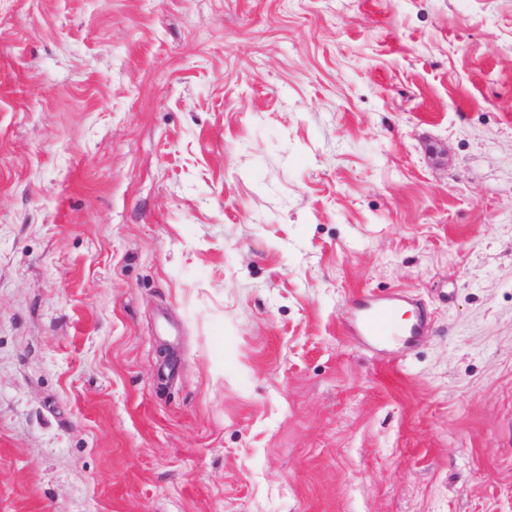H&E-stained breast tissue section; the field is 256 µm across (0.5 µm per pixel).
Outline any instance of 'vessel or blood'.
<instances>
[{"mask_svg": "<svg viewBox=\"0 0 512 512\" xmlns=\"http://www.w3.org/2000/svg\"><path fill=\"white\" fill-rule=\"evenodd\" d=\"M404 306L401 295L397 293L380 300L370 309L364 308L358 302L351 303L345 332L372 349L391 346L392 339L396 336L414 340L422 334L426 321L421 317L409 323L397 321L395 315Z\"/></svg>", "mask_w": 512, "mask_h": 512, "instance_id": "obj_1", "label": "vessel or blood"}]
</instances>
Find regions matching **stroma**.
Segmentation results:
<instances>
[{"label": "stroma", "mask_w": 512, "mask_h": 512, "mask_svg": "<svg viewBox=\"0 0 512 512\" xmlns=\"http://www.w3.org/2000/svg\"><path fill=\"white\" fill-rule=\"evenodd\" d=\"M0 512H512V0H0ZM404 307L405 302L399 293L391 295L388 299H380L379 303L369 310H366L360 302H353L345 324V333L372 349L383 346L392 348L391 338L394 336H404L403 341L406 337L409 344L416 336L422 334L426 321L421 316L409 323L397 321L395 315Z\"/></svg>", "instance_id": "35a3bbf8"}]
</instances>
